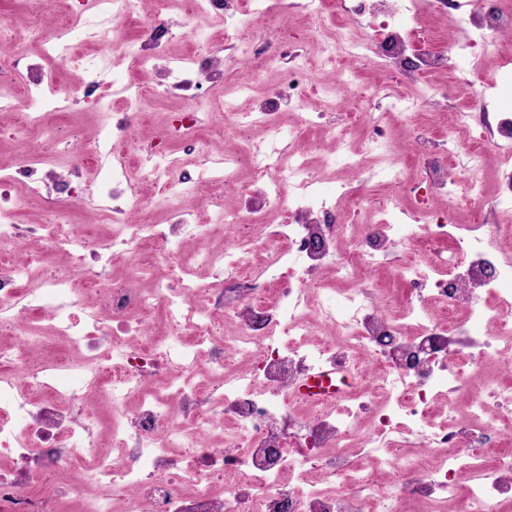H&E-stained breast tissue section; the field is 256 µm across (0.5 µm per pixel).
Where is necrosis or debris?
<instances>
[{
  "label": "necrosis or debris",
  "mask_w": 512,
  "mask_h": 512,
  "mask_svg": "<svg viewBox=\"0 0 512 512\" xmlns=\"http://www.w3.org/2000/svg\"><path fill=\"white\" fill-rule=\"evenodd\" d=\"M169 0L143 25L137 65L163 70L190 91L197 66L215 75L230 60L171 57ZM279 0H188L187 17L247 15ZM64 31L94 21L98 41L120 46L142 0H43ZM310 38L330 62L362 58L377 67L419 78V95L436 106L448 96L444 76L469 61L493 35L512 34V0H306ZM344 18L324 37L326 13ZM440 16L464 31L444 51L410 61V39L424 16ZM274 81L271 95L302 101L308 61L271 39L258 48ZM16 92L0 98V112L40 123L61 109L53 70L21 57L0 58ZM473 95L464 108L438 110L429 131L399 155L386 176L402 191L387 219L355 225L361 204L347 186L327 206L304 153L258 159L247 205L225 203L220 185L234 179L240 155L221 148L203 155L211 191L210 223L256 224L281 213L260 238L232 253L202 247L210 224L193 210L173 208L167 224L130 223L127 208L143 207L130 191L136 180L175 193L184 169L164 149L170 135L206 143L199 116L175 130L157 129L156 143L136 162L125 155L124 133L141 124L140 111L104 118L92 150L72 158L75 170L93 166L106 177L97 189L105 238H90L58 212L52 223L26 229L13 218L46 187L44 170L24 148L7 175L19 190L0 208V512H409L437 502L447 512H512V114L488 123L487 85L471 71ZM210 113L229 131L258 126L263 142L288 144L305 126L274 114L242 112L228 98L210 97ZM366 127L365 151L327 153V163L349 172L364 168L366 152L391 142L382 116H350L331 128L342 143L357 123ZM465 148L459 168L449 145ZM498 152V179L487 193L480 172L488 147ZM418 157L443 219L416 206L419 183L410 175ZM482 201L470 224L453 220L463 199ZM494 233H481L486 223ZM191 229L195 262L223 266L239 281L263 268L283 269L260 296L235 308V333L224 331V290L199 284L183 263L184 229ZM132 259L112 274L115 248ZM64 269L48 270L47 254ZM332 265L344 290L315 294L292 287L293 278ZM389 267L408 286L396 314L383 312L368 288L349 289L370 269ZM50 321L40 330L33 312ZM162 313L163 326L140 323ZM488 328L476 335L477 326ZM246 356L250 367L227 374V358ZM499 373L482 396L464 390L476 366ZM337 365L349 384L312 401L299 384L312 370ZM449 419L439 424V404Z\"/></svg>",
  "instance_id": "4bbe7bcc"
}]
</instances>
